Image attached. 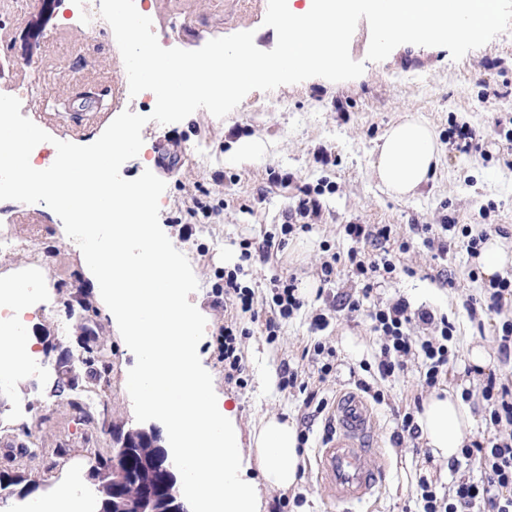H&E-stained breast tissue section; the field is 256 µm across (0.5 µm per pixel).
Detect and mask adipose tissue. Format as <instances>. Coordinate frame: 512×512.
I'll use <instances>...</instances> for the list:
<instances>
[{"mask_svg": "<svg viewBox=\"0 0 512 512\" xmlns=\"http://www.w3.org/2000/svg\"><path fill=\"white\" fill-rule=\"evenodd\" d=\"M439 160L436 138L431 128L416 117L409 116L392 126L373 162L375 175L385 190L399 198L414 196L427 182ZM0 292L11 295L15 302V328L0 331V352L6 360L0 366L15 377L25 373V361L13 356L19 340L18 330L28 328L26 319L27 290L23 279L0 280ZM475 419L457 391L432 392L419 418L420 429L437 456L450 460L460 454L467 432Z\"/></svg>", "mask_w": 512, "mask_h": 512, "instance_id": "adipose-tissue-1", "label": "adipose tissue"}]
</instances>
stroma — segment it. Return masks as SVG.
<instances>
[{"mask_svg":"<svg viewBox=\"0 0 512 512\" xmlns=\"http://www.w3.org/2000/svg\"><path fill=\"white\" fill-rule=\"evenodd\" d=\"M267 6L268 0H152L155 34L168 47L196 50L211 39L250 31L256 47L269 51L277 34L264 24ZM0 12L9 16L7 24L0 25V87L14 89L23 115L45 127L53 142L70 138L71 133L68 126L49 125V111L81 113L91 101L141 115L153 111L148 92L134 97L118 94L122 56L111 28L88 35L68 28L60 8H29L23 0H0ZM369 40L368 22L360 20L349 47L351 57L365 64L356 79L332 82L313 77L269 92L253 91L222 119L201 108L178 123H147L142 129L149 146L145 158L128 160L120 170L126 179L149 170L166 183L159 221L172 228V243L187 257L199 283L202 307L211 316L198 354L217 397H229L237 407L243 479H259L253 431L261 420L285 417L309 436L302 448V481L282 491L261 490L260 512H339L315 467L331 414L329 409L319 414L305 407L298 389H282L279 378L286 363L301 367L329 408L338 394L354 390L359 380L383 391L384 402L373 410L378 421L375 443L383 448L386 461L385 481L381 494L363 512H420V477L435 482L438 492L444 493L455 479L479 476L476 463L453 466L436 458L429 447L417 452L411 442L395 444L405 408L415 397L428 395L421 386L422 369L415 362L394 377H380V341L370 320L364 312L340 305L344 296L358 293L359 283L344 275L323 282L320 264L328 253L350 248L345 224L392 225L395 236L409 239L412 246L401 256L400 269L374 290V300L402 298L412 309L445 315L455 323L459 361L447 389H477L478 377L468 371L473 348L484 351L487 366L499 367L494 340L499 316L480 312L472 317L465 308L468 298L483 295L488 286L476 259L460 245L445 258H433L421 227L448 218L470 225L473 232L500 236L512 250V141L505 138L506 127L496 124L497 117H512V28L458 61L442 47L403 44L384 61L370 62ZM494 90L500 91V98L488 100V92ZM408 114L433 128L440 162L415 197L400 200L379 188L372 161L384 134ZM455 122L481 135L484 156L461 153L449 143L448 128ZM246 137L266 140V152L247 161L231 159L232 143ZM53 142L45 146V153H54ZM323 149L332 151L335 165L318 163ZM275 172L290 174V181H273ZM303 185L322 189V222L293 233L283 251L241 262V241L259 242L278 229L283 212ZM198 200L213 206L210 218L189 215ZM0 229L40 245L36 256L0 258V274L36 262L56 282L44 309L28 316L30 334L39 340L41 380L34 385L16 379L0 390V474L18 476L34 488L27 498L15 493L0 498V512H18L27 499L55 502L63 486L91 489L92 468L98 458L111 457L115 432L138 426L126 387L135 357L98 306L83 272L81 250L52 209L40 203L0 201ZM240 263L250 271L242 282L254 289L257 307L270 301L268 284L275 274L295 277L305 302L273 343L248 315L237 314L248 366L242 388L224 377V361L217 350L224 310L214 303L225 270ZM441 271L446 280L438 279ZM318 341L335 351L333 369L323 382L316 367L301 357L304 345ZM87 342L104 354V363L91 369L76 366L77 388L57 392L58 358L76 353ZM84 391L95 392L101 404L81 413L74 400ZM32 433L38 437L34 448L26 445Z\"/></svg>","mask_w":512,"mask_h":512,"instance_id":"stroma-1","label":"stroma"}]
</instances>
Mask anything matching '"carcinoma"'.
<instances>
[{
  "label": "carcinoma",
  "instance_id": "carcinoma-1",
  "mask_svg": "<svg viewBox=\"0 0 512 512\" xmlns=\"http://www.w3.org/2000/svg\"><path fill=\"white\" fill-rule=\"evenodd\" d=\"M128 447L132 448V455L125 461L118 463L100 462V465L110 471V480L117 485L125 501L134 506L138 504L147 491L156 494L158 512H167L165 498L169 490L165 486L162 471L157 467L161 454L158 442L147 438L138 430H129L122 433Z\"/></svg>",
  "mask_w": 512,
  "mask_h": 512
}]
</instances>
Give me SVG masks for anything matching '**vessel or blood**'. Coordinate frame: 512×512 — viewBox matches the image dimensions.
Returning a JSON list of instances; mask_svg holds the SVG:
<instances>
[{"mask_svg": "<svg viewBox=\"0 0 512 512\" xmlns=\"http://www.w3.org/2000/svg\"><path fill=\"white\" fill-rule=\"evenodd\" d=\"M336 426L316 455L318 474L330 497L357 512L382 486L383 456L373 445L376 415L357 394L339 397Z\"/></svg>", "mask_w": 512, "mask_h": 512, "instance_id": "obj_1", "label": "vessel or blood"}]
</instances>
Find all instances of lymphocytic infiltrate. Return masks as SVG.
<instances>
[{"mask_svg":"<svg viewBox=\"0 0 512 512\" xmlns=\"http://www.w3.org/2000/svg\"><path fill=\"white\" fill-rule=\"evenodd\" d=\"M323 204L318 191L302 186L292 206L283 214L280 237H264L261 243L243 240L241 265L224 273V305L250 315L258 323L268 340H276L282 323L301 310L304 305L298 293L295 278L272 276L269 288L272 303L263 309L254 305V291L243 285V263L253 252L272 254L284 247V239L295 229H308L322 217ZM344 231L354 243L346 255H333L320 265L324 282L335 280L340 273H348L361 284L360 295L346 302L350 310L367 309L373 330L381 337L378 372L387 377L403 371L412 361H421L425 368L424 385L436 387L447 381L458 360L454 342L455 325L447 317H434L425 310H411L405 300L366 306L378 285L379 278L392 275L398 255L407 253L409 242L396 240L388 224H348ZM371 244L379 252L367 256L363 246ZM490 293L468 301L470 313L484 311L501 316V332L497 335L498 350L503 356L512 355V318L503 314V302L512 297V276L502 277L489 285ZM432 326L431 335H417L419 325ZM477 394L485 404L488 421L494 432L490 436L465 440L460 451L462 458L476 461L480 476L476 479H458L452 482L446 495H438L428 479H420L417 499L421 512H512V387L500 383L495 370L481 374Z\"/></svg>","mask_w":512,"mask_h":512,"instance_id":"lymphocytic-infiltrate-1","label":"lymphocytic infiltrate"}]
</instances>
